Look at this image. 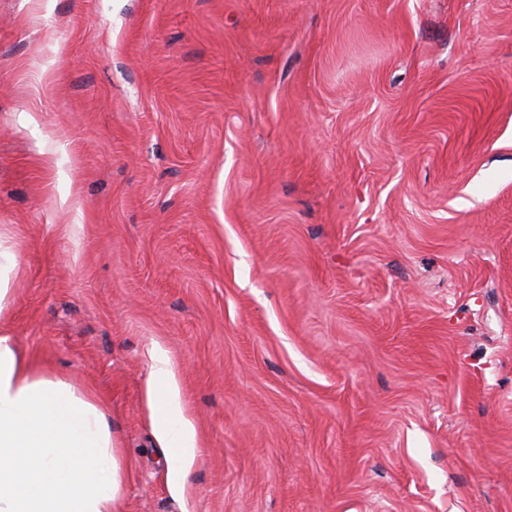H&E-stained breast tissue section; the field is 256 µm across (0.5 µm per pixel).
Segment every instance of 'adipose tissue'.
<instances>
[{
    "label": "adipose tissue",
    "mask_w": 512,
    "mask_h": 512,
    "mask_svg": "<svg viewBox=\"0 0 512 512\" xmlns=\"http://www.w3.org/2000/svg\"><path fill=\"white\" fill-rule=\"evenodd\" d=\"M170 477L182 483L197 431L182 411L166 355L147 386ZM123 472L103 411L60 380L32 375L13 337L0 336V512H112Z\"/></svg>",
    "instance_id": "1"
}]
</instances>
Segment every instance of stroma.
I'll list each match as a JSON object with an SVG mask.
<instances>
[{"instance_id": "1", "label": "stroma", "mask_w": 512, "mask_h": 512, "mask_svg": "<svg viewBox=\"0 0 512 512\" xmlns=\"http://www.w3.org/2000/svg\"><path fill=\"white\" fill-rule=\"evenodd\" d=\"M0 244L116 512H512V0H0ZM157 430L165 442L171 480L182 484L195 458L197 431L182 411L179 384L170 359L157 354L152 359L147 386Z\"/></svg>"}]
</instances>
